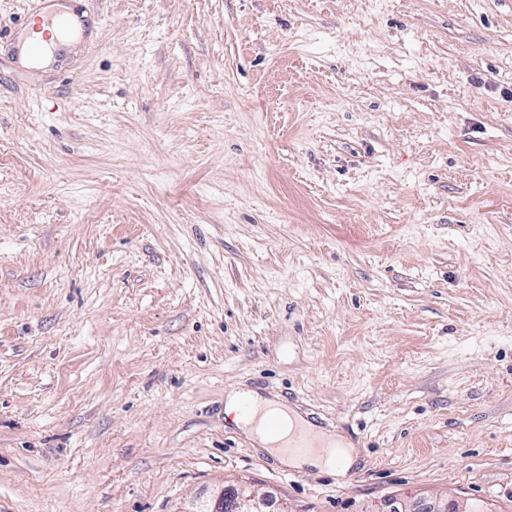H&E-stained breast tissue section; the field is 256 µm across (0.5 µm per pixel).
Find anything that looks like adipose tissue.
I'll return each mask as SVG.
<instances>
[{"label":"adipose tissue","mask_w":512,"mask_h":512,"mask_svg":"<svg viewBox=\"0 0 512 512\" xmlns=\"http://www.w3.org/2000/svg\"><path fill=\"white\" fill-rule=\"evenodd\" d=\"M252 416L240 420L243 431L262 448L274 454L286 467L301 468L315 466L335 471L337 476H346L356 464L359 454L357 449L334 433H325V447L307 451L287 450L288 436L294 426L304 424L305 419L296 411L279 402L257 395L250 398ZM278 417L282 426L278 433H269L266 422L270 417Z\"/></svg>","instance_id":"1"}]
</instances>
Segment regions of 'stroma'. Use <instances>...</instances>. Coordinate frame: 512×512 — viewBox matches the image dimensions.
<instances>
[{"label": "stroma", "instance_id": "35a3bbf8", "mask_svg": "<svg viewBox=\"0 0 512 512\" xmlns=\"http://www.w3.org/2000/svg\"><path fill=\"white\" fill-rule=\"evenodd\" d=\"M47 3L0 0V512H512V0H79L30 66ZM55 16L56 20H58L60 17L67 18L71 24V32L68 34L60 31L56 24L50 28H41L39 26H35L34 28L30 29L24 39L25 45L30 46L34 42H41L47 46V52L37 59H34L25 53L24 58L26 61L35 63L40 66H49L55 62V54L70 45L74 34L80 29L81 26L77 15L70 11ZM46 31H48V34L45 33ZM242 395H248L251 403L247 398L241 397ZM239 405L240 413L245 418L250 416L252 405V417L250 419L244 420L241 418ZM226 412L228 415L234 414V421L243 431L262 448L274 454L283 466L291 468L315 466L333 470L337 476L345 477L358 460V451L356 448H352L351 444L337 434L322 432L317 429L316 431L322 435L329 445L328 448H318L315 444L314 434L307 430L294 431L288 447L318 449L288 451L283 448L282 446L287 444L288 436L295 425L314 427L302 415L283 406L278 401L252 394L235 393L228 397ZM272 416L278 417L282 422L280 431L275 435L269 433L266 428V422ZM272 495L258 494L250 484H224L205 499L197 497L179 507L177 512H268Z\"/></svg>", "mask_w": 512, "mask_h": 512}]
</instances>
